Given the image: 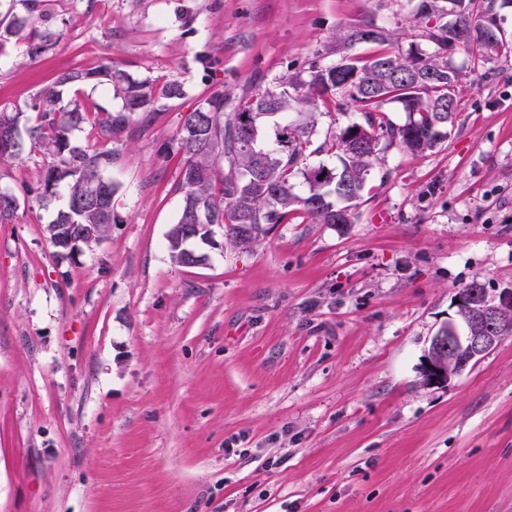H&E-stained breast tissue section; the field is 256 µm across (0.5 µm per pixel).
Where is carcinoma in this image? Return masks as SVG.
Returning <instances> with one entry per match:
<instances>
[{"instance_id":"obj_1","label":"carcinoma","mask_w":512,"mask_h":512,"mask_svg":"<svg viewBox=\"0 0 512 512\" xmlns=\"http://www.w3.org/2000/svg\"><path fill=\"white\" fill-rule=\"evenodd\" d=\"M27 16L0 24V45L14 41L22 57L33 63L58 41L59 33L44 9V0H23ZM413 19L423 25V35L433 45L424 53L410 46L405 53L380 52L367 59L344 54L332 64L316 54L305 73H294L237 105L224 93L213 92L183 118L176 140L183 157L178 220L166 233L172 260L188 264L182 237L191 229L199 239L215 235L214 227L244 248L251 247L264 224H286L295 211L314 224L351 223L353 202L360 198L366 177L381 160V139L410 154L423 153L448 138L456 120L460 72L451 63L459 51L477 64H487L509 45L497 22L495 0H413ZM459 24L470 29L468 40L454 43ZM334 41L349 47L355 42L380 43L375 28L340 33ZM106 82L123 97V109L108 112L97 105L62 104L60 88ZM183 85L171 81L155 85L127 77L108 61L95 68L75 66L57 74L43 87L27 111L35 114L21 125L24 111L0 109V163L20 157L21 133L31 146L51 156L41 174L40 205L54 206L57 187L65 186L66 205L56 210L48 225L54 247L73 251L79 241L98 240L114 223L116 187L103 170L112 165V135L128 126L131 115L152 112L158 99H179ZM358 103L365 123L353 122L331 136L341 164L303 166L311 145L316 114L331 105L341 108L345 99ZM396 102L406 112L402 124L379 120L375 113L385 103ZM94 120L100 141L78 146L70 134ZM278 129L275 137L269 128ZM305 191L297 192L296 179Z\"/></svg>"}]
</instances>
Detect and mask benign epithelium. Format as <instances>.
I'll list each match as a JSON object with an SVG mask.
<instances>
[{"mask_svg": "<svg viewBox=\"0 0 512 512\" xmlns=\"http://www.w3.org/2000/svg\"><path fill=\"white\" fill-rule=\"evenodd\" d=\"M459 320L444 323L431 338L420 367L422 382L443 384L462 372L463 367L483 358L496 347L500 336V315L512 309V289L488 302L479 292L455 301Z\"/></svg>", "mask_w": 512, "mask_h": 512, "instance_id": "7a95c632", "label": "benign epithelium"}]
</instances>
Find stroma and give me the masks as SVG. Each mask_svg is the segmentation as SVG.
Returning a JSON list of instances; mask_svg holds the SVG:
<instances>
[{
    "label": "stroma",
    "instance_id": "35a3bbf8",
    "mask_svg": "<svg viewBox=\"0 0 512 512\" xmlns=\"http://www.w3.org/2000/svg\"><path fill=\"white\" fill-rule=\"evenodd\" d=\"M60 37L38 62L0 47V108L56 74L113 61L181 98L133 115L105 174L115 222L63 254L36 199L39 150L0 165V512H512V335L445 386L419 368L472 281L512 288V57L463 53L448 137L368 175L353 223L293 213L243 249L216 229L172 261L183 115L210 93L273 88L371 26L432 46L409 0H47ZM193 22H185L186 13ZM322 112L325 138L362 121Z\"/></svg>",
    "mask_w": 512,
    "mask_h": 512
}]
</instances>
